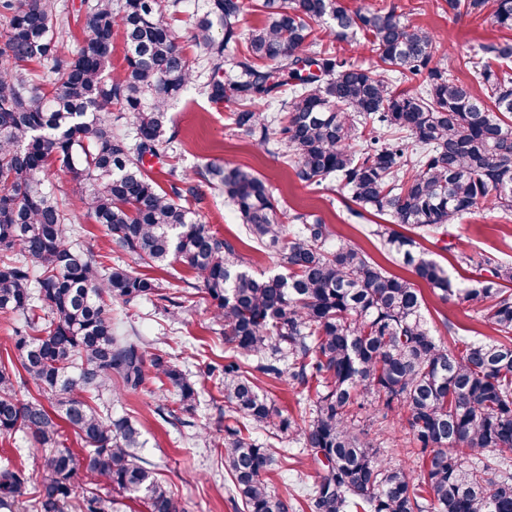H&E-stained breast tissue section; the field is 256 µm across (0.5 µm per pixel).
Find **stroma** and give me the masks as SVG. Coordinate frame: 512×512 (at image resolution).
Instances as JSON below:
<instances>
[{"instance_id":"obj_1","label":"stroma","mask_w":512,"mask_h":512,"mask_svg":"<svg viewBox=\"0 0 512 512\" xmlns=\"http://www.w3.org/2000/svg\"><path fill=\"white\" fill-rule=\"evenodd\" d=\"M410 24L447 36L453 51L440 59L459 80L470 81L475 70L489 64L493 68L512 70V61L501 62L485 48L512 37V32L494 25L487 14H454L446 0H395ZM234 106L213 104L190 92L173 102L171 113L180 130L181 147L173 163L178 169L193 170L213 159L228 160L252 168L270 186L279 210H301L322 216L336 231L365 245L367 252L388 271L406 274L402 260L382 253L368 244L365 231L382 216L373 214L359 219L349 213L351 201L336 180H326L313 188L295 181L285 158L265 154L245 138L235 136L230 121ZM204 199L199 206L200 219L226 238H234L240 221L223 192L202 186ZM462 244L473 257L488 255L512 263V221L504 220L496 211L481 208L462 223L449 225L447 233H429L421 238V249L427 258L447 269L451 280L461 284L473 278V266L457 262L449 251L451 245ZM167 292L181 296L184 304L177 319L154 313L151 305L139 301L129 306H115V316H130L144 336L169 335L172 341L219 362L224 357V344L212 329L208 314L209 301L201 291L187 287L188 272L171 263L150 269ZM424 315L437 339L451 344L456 336H483L490 329L468 305L441 301L430 288H423ZM185 371L199 390L194 411L186 416V424L166 423L156 413L157 397L149 389L120 391L106 398L113 416H128L136 421L145 443L140 456L157 464L160 478L168 483L185 512H243L235 499L232 481L221 459L205 437V430L219 427L220 405L224 400L213 380L199 371L196 362H188ZM280 452L265 477L278 494L292 498V512H309L304 503L306 493L319 469L310 449L280 436L275 442Z\"/></svg>"}]
</instances>
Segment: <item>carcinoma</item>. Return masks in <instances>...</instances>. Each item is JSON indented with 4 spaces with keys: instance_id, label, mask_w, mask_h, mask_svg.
I'll use <instances>...</instances> for the list:
<instances>
[{
    "instance_id": "carcinoma-1",
    "label": "carcinoma",
    "mask_w": 512,
    "mask_h": 512,
    "mask_svg": "<svg viewBox=\"0 0 512 512\" xmlns=\"http://www.w3.org/2000/svg\"><path fill=\"white\" fill-rule=\"evenodd\" d=\"M83 40L68 51L59 0H0V315L15 322L11 351L0 357V435L18 431L44 451L37 477L0 465V509L15 512L34 484L37 512H119L111 495L83 489L104 476L112 490L147 512H184L156 464L140 457L141 432L128 417L91 406L94 398L135 392L147 382L198 398L176 360L132 326L112 319V304L147 300L174 319L182 302L137 265L184 266L221 327L224 364L206 365L224 386V469L244 512H289L264 473L274 448L251 430L274 425L321 457L308 494L310 512H512V465L480 457L512 453V264L484 257L489 277L453 286L448 270L425 257L411 227L447 228L478 205L512 219V73L484 66L465 83L435 61L445 40L405 21L398 5L345 10L339 0H261V25L245 29L246 0H205L188 42L207 77L190 65L166 18L186 0H83ZM460 14L487 10L512 31V0H448ZM331 18L327 37L351 43L363 33L377 64L363 67L313 49L314 25ZM122 30V68L112 64ZM236 52H228L229 46ZM416 82L396 91L380 69ZM273 125L262 104L280 98ZM191 89L212 103L239 105L234 129L268 153L289 158L308 187L336 178L352 216H387L368 235L403 257L412 277L386 271L320 216L278 215L267 182L229 161L197 171L234 206L246 239L288 268L249 269L237 243L197 218L192 174L169 171L160 188L146 164L181 143L172 103ZM88 189L85 215L107 228L117 262L107 266L79 242L77 215L46 189L53 167ZM476 308L496 335L461 336L446 347L423 315L417 282ZM288 376L311 392L298 423L275 411L258 375ZM34 384L55 397L48 409L20 396ZM396 412L412 435L411 471L380 455L363 411ZM83 443L69 448L62 425Z\"/></svg>"
}]
</instances>
